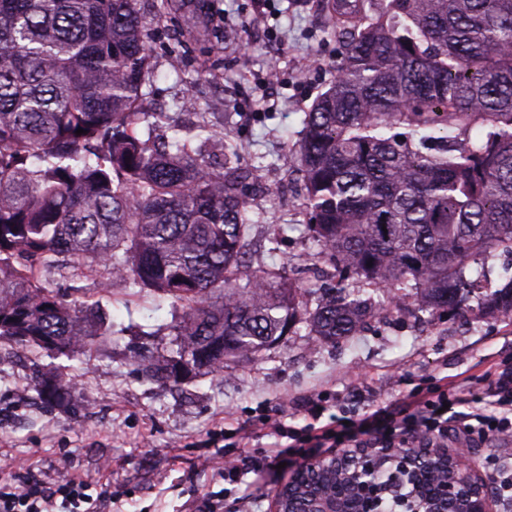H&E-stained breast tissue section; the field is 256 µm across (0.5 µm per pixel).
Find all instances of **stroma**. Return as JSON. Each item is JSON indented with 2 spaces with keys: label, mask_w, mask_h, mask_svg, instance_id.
<instances>
[{
  "label": "stroma",
  "mask_w": 512,
  "mask_h": 512,
  "mask_svg": "<svg viewBox=\"0 0 512 512\" xmlns=\"http://www.w3.org/2000/svg\"><path fill=\"white\" fill-rule=\"evenodd\" d=\"M137 7L155 62L152 110L178 113L182 134L204 120L237 144L241 165L259 170L246 188L262 221L252 249L267 264L298 266L313 247L302 233L296 148L304 114L333 79L341 49L324 0H210L207 30L187 6L174 14L162 0ZM273 69L279 78L271 83ZM269 224L284 229L273 244ZM72 266L63 255L50 273L59 294L107 306L120 331L71 358L0 345V480L24 485L61 468L88 474L111 486L112 512H204L211 500L241 512L246 488L251 512H270L277 488L320 454L295 449L281 469L271 461L268 421L285 403L308 398L323 415L354 417L443 383L449 394L463 382L485 398L512 373V318L426 321L406 309L333 344L300 324L258 356L228 363L223 375L161 386L145 379L133 356L168 348L177 303L136 288L102 293L99 278ZM60 372L73 385L61 402L45 405L37 383ZM469 449L483 479L495 465L512 468V438ZM219 456L237 465L236 474L218 471Z\"/></svg>",
  "instance_id": "35a3bbf8"
}]
</instances>
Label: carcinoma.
I'll return each instance as SVG.
<instances>
[{
	"label": "carcinoma",
	"instance_id": "1",
	"mask_svg": "<svg viewBox=\"0 0 512 512\" xmlns=\"http://www.w3.org/2000/svg\"><path fill=\"white\" fill-rule=\"evenodd\" d=\"M345 50L303 119L305 233L333 287L254 269L243 186L258 169L204 123L161 133L136 0H0V344L70 355L112 335L99 307L45 278L58 255L181 305L167 382L218 374L288 334L325 343L409 297L430 316H512V0H330ZM481 134L471 139L470 132ZM85 133L76 134L77 129ZM219 147L212 164L206 148ZM67 382L44 380L58 402ZM420 491L453 478L414 457ZM325 493L350 492L324 470Z\"/></svg>",
	"mask_w": 512,
	"mask_h": 512
}]
</instances>
